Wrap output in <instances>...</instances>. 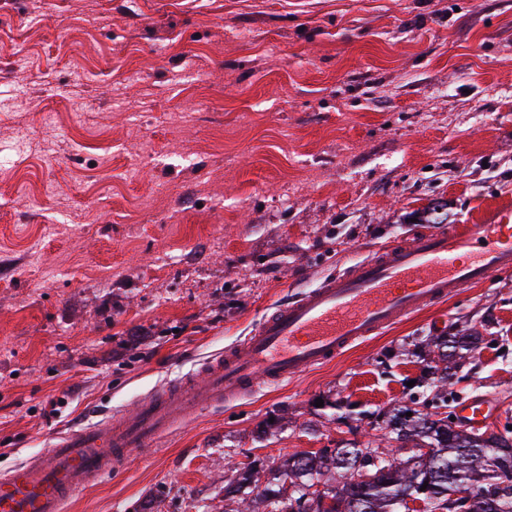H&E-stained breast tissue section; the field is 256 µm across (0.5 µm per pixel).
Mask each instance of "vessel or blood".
<instances>
[{
	"label": "vessel or blood",
	"instance_id": "b4317fda",
	"mask_svg": "<svg viewBox=\"0 0 512 512\" xmlns=\"http://www.w3.org/2000/svg\"><path fill=\"white\" fill-rule=\"evenodd\" d=\"M511 272L512 226L497 221L440 227L395 242L275 306L242 342L133 411L58 434L35 459L0 475V512H67L76 492L120 471L133 453L202 408L300 377L462 288ZM494 414L487 397L455 410L475 430Z\"/></svg>",
	"mask_w": 512,
	"mask_h": 512
}]
</instances>
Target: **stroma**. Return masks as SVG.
I'll return each mask as SVG.
<instances>
[{
    "mask_svg": "<svg viewBox=\"0 0 512 512\" xmlns=\"http://www.w3.org/2000/svg\"><path fill=\"white\" fill-rule=\"evenodd\" d=\"M0 474L191 376L419 232L512 210V0H0ZM512 419V274L206 410L68 512H224L300 451L373 448L432 381ZM61 398L46 418L48 398Z\"/></svg>",
    "mask_w": 512,
    "mask_h": 512,
    "instance_id": "stroma-1",
    "label": "stroma"
}]
</instances>
